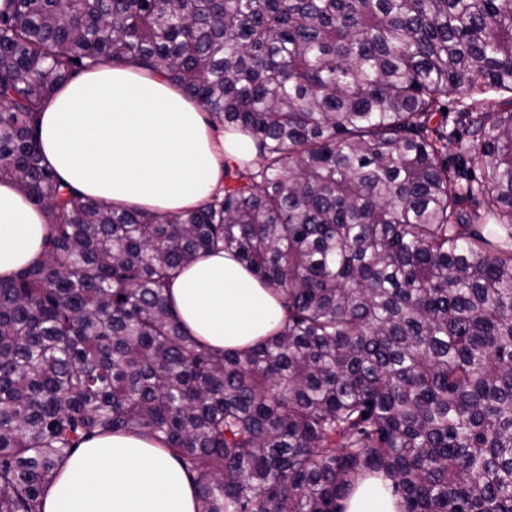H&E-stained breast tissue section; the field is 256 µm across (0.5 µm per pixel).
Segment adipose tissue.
<instances>
[{"label": "adipose tissue", "mask_w": 512, "mask_h": 512, "mask_svg": "<svg viewBox=\"0 0 512 512\" xmlns=\"http://www.w3.org/2000/svg\"><path fill=\"white\" fill-rule=\"evenodd\" d=\"M46 163L79 195L175 214L215 192L224 163L251 159L252 140L213 135L199 105L128 64L95 67L69 81L38 114ZM48 233L41 206L0 179V278L38 263ZM184 323L216 349L245 350L273 334L285 312L247 267L217 252L171 286ZM42 512H197L195 492L168 451L136 432L83 443L59 468ZM345 512H399L379 478L363 481Z\"/></svg>", "instance_id": "ef3b65f1"}]
</instances>
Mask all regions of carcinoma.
<instances>
[{
	"instance_id": "cac0c4a2",
	"label": "carcinoma",
	"mask_w": 512,
	"mask_h": 512,
	"mask_svg": "<svg viewBox=\"0 0 512 512\" xmlns=\"http://www.w3.org/2000/svg\"><path fill=\"white\" fill-rule=\"evenodd\" d=\"M113 62L254 156L176 214L77 196L37 115ZM2 177L49 234L0 280V512L129 430L198 512H343L367 475L402 512H512V0H4ZM217 249L285 311L245 352L169 292Z\"/></svg>"
}]
</instances>
